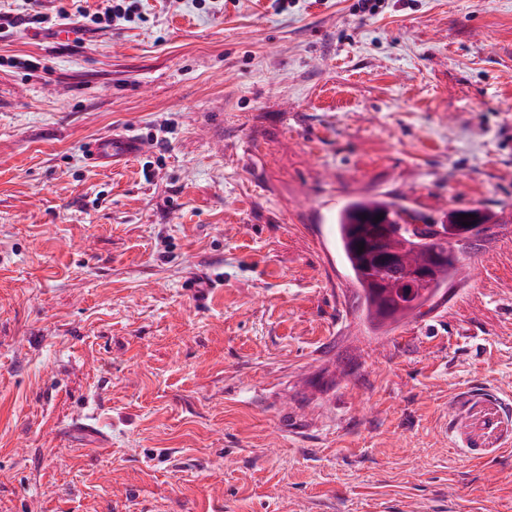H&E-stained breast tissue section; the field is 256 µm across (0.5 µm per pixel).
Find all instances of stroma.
Wrapping results in <instances>:
<instances>
[{
	"label": "stroma",
	"instance_id": "35a3bbf8",
	"mask_svg": "<svg viewBox=\"0 0 512 512\" xmlns=\"http://www.w3.org/2000/svg\"><path fill=\"white\" fill-rule=\"evenodd\" d=\"M355 2L0 38V512H512V0ZM358 198L490 230L378 328ZM146 146L145 141L137 135L102 136L91 141L86 148L88 163L99 166H112L117 162L140 153ZM470 250L473 246L465 242H455L447 247V256L444 266L438 278L430 283L426 288H421L422 291H417L411 298L401 297L398 298L402 301L413 302L414 306L418 309V314L421 313L420 309L430 302L442 288L448 285V279L454 278L463 265L461 259L464 255H470Z\"/></svg>",
	"mask_w": 512,
	"mask_h": 512
}]
</instances>
